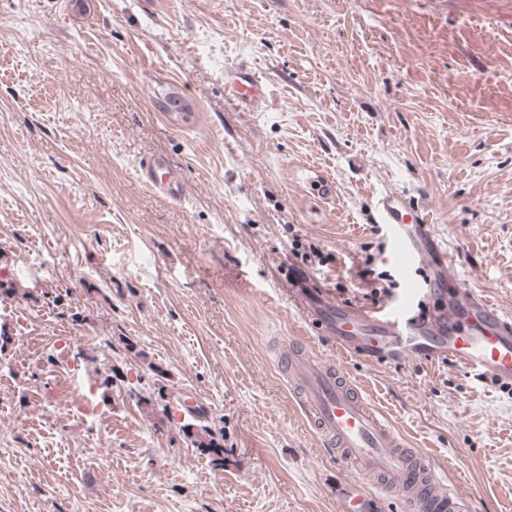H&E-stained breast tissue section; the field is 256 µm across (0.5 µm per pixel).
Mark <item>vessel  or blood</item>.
I'll list each match as a JSON object with an SVG mask.
<instances>
[{
    "mask_svg": "<svg viewBox=\"0 0 512 512\" xmlns=\"http://www.w3.org/2000/svg\"><path fill=\"white\" fill-rule=\"evenodd\" d=\"M224 84L237 103L262 109L267 86L249 69H225ZM137 175L158 197L178 199L183 194L179 178L162 158L141 162ZM377 207L380 223L390 228V256L400 272L414 266L420 247L435 250L441 266L434 292L446 297L445 306L419 315L415 299L422 287L413 282L403 300L359 308L336 299L303 269L289 267L293 304L310 332L326 340L332 352H310L306 337H290L280 355L283 374L329 462L352 471L360 481H375L379 491L398 489L407 512H475L472 498L458 492L436 458L411 447L332 354L337 351L388 368L445 361L510 389L512 318L461 287L452 256L429 234L430 220L423 208L412 206L397 192L383 195Z\"/></svg>",
    "mask_w": 512,
    "mask_h": 512,
    "instance_id": "vessel-or-blood-1",
    "label": "vessel or blood"
}]
</instances>
